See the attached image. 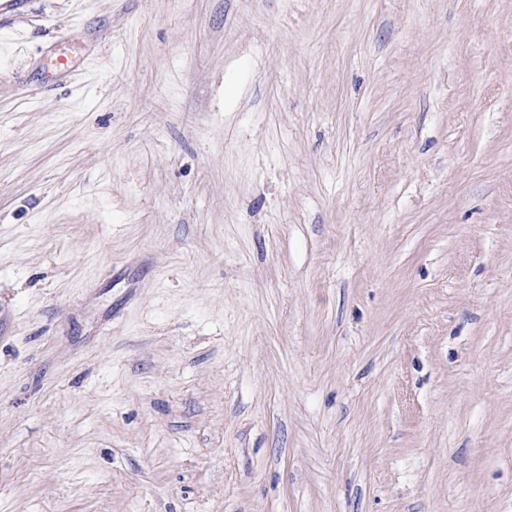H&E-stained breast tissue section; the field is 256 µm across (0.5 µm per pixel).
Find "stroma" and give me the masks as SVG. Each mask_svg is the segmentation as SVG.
<instances>
[{"label":"stroma","mask_w":512,"mask_h":512,"mask_svg":"<svg viewBox=\"0 0 512 512\" xmlns=\"http://www.w3.org/2000/svg\"><path fill=\"white\" fill-rule=\"evenodd\" d=\"M1 311L0 512H512V0L0 14Z\"/></svg>","instance_id":"obj_1"}]
</instances>
